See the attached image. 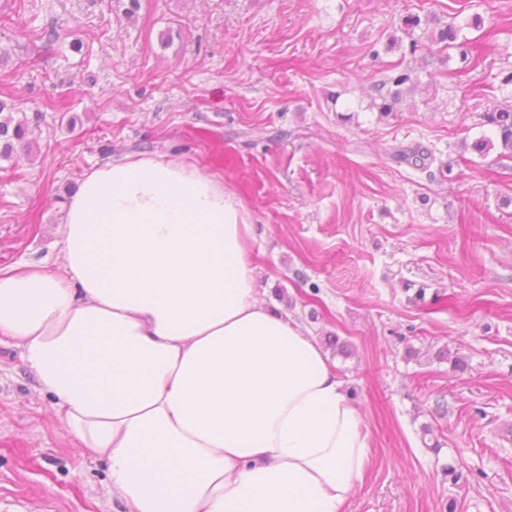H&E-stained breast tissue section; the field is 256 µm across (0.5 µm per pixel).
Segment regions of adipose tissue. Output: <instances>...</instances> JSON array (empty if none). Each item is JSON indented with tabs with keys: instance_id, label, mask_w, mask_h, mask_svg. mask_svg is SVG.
<instances>
[{
	"instance_id": "adipose-tissue-1",
	"label": "adipose tissue",
	"mask_w": 512,
	"mask_h": 512,
	"mask_svg": "<svg viewBox=\"0 0 512 512\" xmlns=\"http://www.w3.org/2000/svg\"><path fill=\"white\" fill-rule=\"evenodd\" d=\"M61 262L0 270V341L129 512H342L370 437L322 348L259 299L222 180L106 162L64 207Z\"/></svg>"
}]
</instances>
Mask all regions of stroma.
I'll list each match as a JSON object with an SVG mask.
<instances>
[{"instance_id": "35a3bbf8", "label": "stroma", "mask_w": 512, "mask_h": 512, "mask_svg": "<svg viewBox=\"0 0 512 512\" xmlns=\"http://www.w3.org/2000/svg\"><path fill=\"white\" fill-rule=\"evenodd\" d=\"M128 6L0 0V90L37 133L32 159L0 160V268L55 265L61 198L96 165L147 153L223 178L254 228L260 299L352 346L329 363L371 451L343 512H512V158L463 147L504 100L512 0ZM414 15L461 25L466 51L412 50ZM405 69L416 92L378 119V84ZM416 145L426 168L393 158ZM121 508L1 343L0 512Z\"/></svg>"}]
</instances>
